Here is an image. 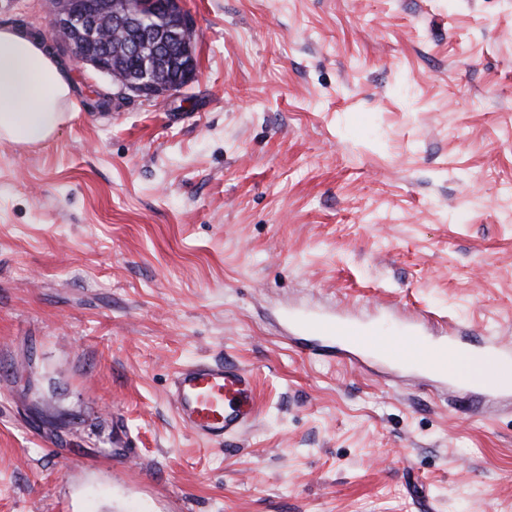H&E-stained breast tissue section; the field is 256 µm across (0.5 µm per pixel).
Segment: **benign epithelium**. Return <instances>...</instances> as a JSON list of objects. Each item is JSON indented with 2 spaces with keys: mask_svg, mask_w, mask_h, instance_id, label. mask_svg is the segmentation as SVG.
<instances>
[{
  "mask_svg": "<svg viewBox=\"0 0 512 512\" xmlns=\"http://www.w3.org/2000/svg\"><path fill=\"white\" fill-rule=\"evenodd\" d=\"M53 7L51 38L57 49L79 60L95 72L107 77L112 85V101L131 99H175L194 83L198 73L196 53L197 31L192 16L185 11L182 0H168L164 6L163 22L171 28L181 43L183 77L174 84L162 81L150 58H143L134 81L116 75L106 57L88 48L82 38L83 30H93L98 14L88 9L86 0H50ZM103 12L114 15L112 22L121 27H141L156 18L155 0H115L103 6Z\"/></svg>",
  "mask_w": 512,
  "mask_h": 512,
  "instance_id": "benign-epithelium-1",
  "label": "benign epithelium"
}]
</instances>
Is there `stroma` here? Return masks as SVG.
Instances as JSON below:
<instances>
[{"instance_id":"stroma-1","label":"stroma","mask_w":512,"mask_h":512,"mask_svg":"<svg viewBox=\"0 0 512 512\" xmlns=\"http://www.w3.org/2000/svg\"><path fill=\"white\" fill-rule=\"evenodd\" d=\"M186 99L0 140V512H512V396L293 347L290 315L512 339V0H184ZM48 0L0 25L49 35ZM253 370L204 446L175 372Z\"/></svg>"}]
</instances>
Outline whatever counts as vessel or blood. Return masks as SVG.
<instances>
[{"mask_svg": "<svg viewBox=\"0 0 512 512\" xmlns=\"http://www.w3.org/2000/svg\"><path fill=\"white\" fill-rule=\"evenodd\" d=\"M296 328L302 335L340 343L347 359L366 351L379 360L407 365L440 379L448 376L449 351L466 345L461 336L437 342L411 331L399 340L353 321L325 317L301 320ZM171 398L180 423L197 438L213 444L246 433L259 415L255 375L236 363L202 360L185 365L172 381Z\"/></svg>", "mask_w": 512, "mask_h": 512, "instance_id": "vessel-or-blood-1", "label": "vessel or blood"}]
</instances>
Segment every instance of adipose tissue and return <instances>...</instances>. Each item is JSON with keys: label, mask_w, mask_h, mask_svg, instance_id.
I'll return each mask as SVG.
<instances>
[{"label": "adipose tissue", "mask_w": 512, "mask_h": 512, "mask_svg": "<svg viewBox=\"0 0 512 512\" xmlns=\"http://www.w3.org/2000/svg\"><path fill=\"white\" fill-rule=\"evenodd\" d=\"M74 85L35 32L0 25V139L36 145L52 138L75 111Z\"/></svg>", "instance_id": "obj_1"}]
</instances>
